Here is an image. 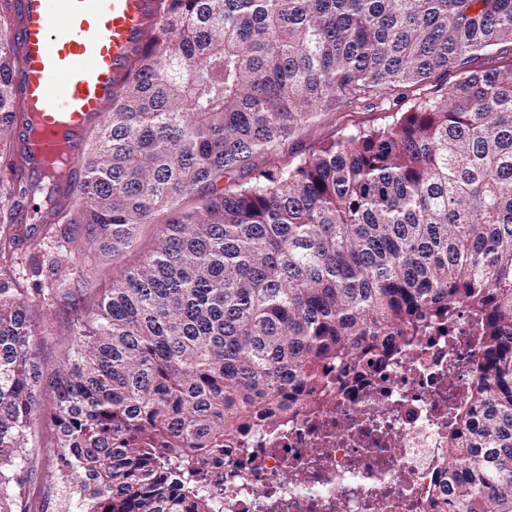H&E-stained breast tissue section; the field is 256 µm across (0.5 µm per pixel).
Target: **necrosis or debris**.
Instances as JSON below:
<instances>
[{
  "instance_id": "obj_1",
  "label": "necrosis or debris",
  "mask_w": 512,
  "mask_h": 512,
  "mask_svg": "<svg viewBox=\"0 0 512 512\" xmlns=\"http://www.w3.org/2000/svg\"><path fill=\"white\" fill-rule=\"evenodd\" d=\"M389 344L205 457L214 512H451L448 434L483 362L475 319L463 308Z\"/></svg>"
}]
</instances>
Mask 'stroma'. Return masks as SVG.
<instances>
[{
	"mask_svg": "<svg viewBox=\"0 0 512 512\" xmlns=\"http://www.w3.org/2000/svg\"><path fill=\"white\" fill-rule=\"evenodd\" d=\"M459 78V71L452 68L436 73L417 86L394 88L381 100L330 106L299 125L286 141L260 154L256 163L268 168L284 167L344 132L385 125L395 114L408 111L419 97L436 94L440 87L453 84ZM197 205V197L192 194L184 197L177 209L155 211L150 222L141 226L132 246L115 255L101 249L91 225L40 223V204L30 203V223L14 227L16 260L7 273L16 287L22 288L32 306L37 326L32 352L40 367L42 382L51 381L66 361L75 310L107 293L113 279L136 265L176 211H190ZM61 247L71 252L77 271L76 278L63 283L55 280L47 266L49 255ZM55 413L52 396L43 395L33 414V449L22 468V503L27 512H48L51 499L62 494L56 473Z\"/></svg>",
	"mask_w": 512,
	"mask_h": 512,
	"instance_id": "35a3bbf8",
	"label": "stroma"
}]
</instances>
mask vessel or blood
I'll return each mask as SVG.
<instances>
[{
    "mask_svg": "<svg viewBox=\"0 0 512 512\" xmlns=\"http://www.w3.org/2000/svg\"><path fill=\"white\" fill-rule=\"evenodd\" d=\"M155 0H19L16 40L24 62L13 79L21 107L11 117L25 152L16 181H58L65 155L69 178L81 180L89 133L112 106V91L153 20Z\"/></svg>",
    "mask_w": 512,
    "mask_h": 512,
    "instance_id": "obj_1",
    "label": "vessel or blood"
}]
</instances>
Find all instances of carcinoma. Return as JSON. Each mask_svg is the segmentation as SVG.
I'll use <instances>...</instances> for the list:
<instances>
[{
	"instance_id": "cac0c4a2",
	"label": "carcinoma",
	"mask_w": 512,
	"mask_h": 512,
	"mask_svg": "<svg viewBox=\"0 0 512 512\" xmlns=\"http://www.w3.org/2000/svg\"><path fill=\"white\" fill-rule=\"evenodd\" d=\"M16 9L0 0L1 224L26 223L23 199L44 193L16 184L4 145ZM505 43L512 0H159L53 223L97 226L116 254L155 210L211 191L72 320L52 393L80 512H213L203 453L461 307L486 358L468 391L478 415L448 438V498L512 512V70L469 68ZM449 68L460 80L386 126L286 167L252 161L324 107ZM235 172L249 179L218 190ZM36 332L0 279V512H27Z\"/></svg>"
}]
</instances>
